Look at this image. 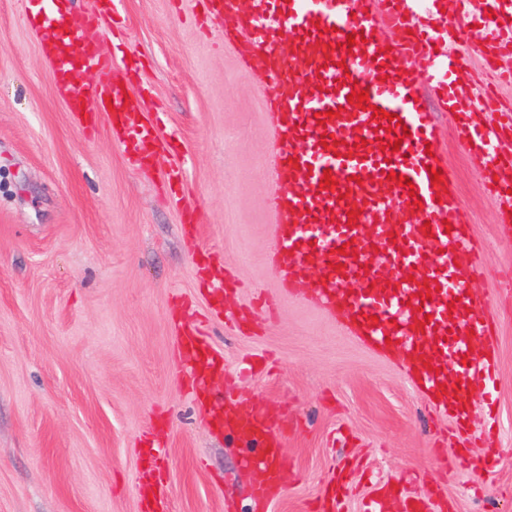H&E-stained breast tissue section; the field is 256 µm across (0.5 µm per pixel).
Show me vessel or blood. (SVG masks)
I'll use <instances>...</instances> for the list:
<instances>
[{
  "label": "vessel or blood",
  "mask_w": 512,
  "mask_h": 512,
  "mask_svg": "<svg viewBox=\"0 0 512 512\" xmlns=\"http://www.w3.org/2000/svg\"><path fill=\"white\" fill-rule=\"evenodd\" d=\"M414 0H202L207 17L245 62L261 65L268 88L274 139L269 196L275 238L268 253L282 288L304 306L335 319L341 330L386 354L401 355L409 383L425 395L454 431L477 445L501 432L497 411L499 367L494 318L473 293L489 259L471 236L468 216L443 157L442 129L421 91L429 84L453 132L470 153L484 159L482 177L497 198L504 223L512 222V182L502 172L512 156L500 151L512 139V115L491 128L466 110L459 82L471 64L447 50L446 35L479 13L480 57L488 67L512 57V0H461L458 13L428 26L414 25ZM54 24L42 46L53 66L73 120L92 125L108 113L112 132L130 164L145 165L160 142L99 43L83 39L73 23L71 0H53ZM402 30L396 40L379 30ZM356 44H349V37ZM79 52L94 80L79 81L66 58ZM412 70H404L403 59ZM366 91V103L351 100ZM398 151H389L391 143ZM442 180L432 183L433 172ZM332 184H323L324 174ZM410 179L402 187L400 178ZM194 356V385L206 387L218 374L213 353L195 330L181 334ZM481 399L483 418L474 424L471 403ZM242 404L224 403V433L247 448L259 466L258 500L273 499L286 464L275 415L242 414ZM347 473H338L320 512H347ZM402 479L376 482L361 512H387L386 500L403 496L406 512H433L424 498L404 492ZM166 489L155 462L141 479L143 512H164Z\"/></svg>",
  "instance_id": "1"
}]
</instances>
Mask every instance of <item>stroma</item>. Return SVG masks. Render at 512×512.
<instances>
[{"label": "stroma", "mask_w": 512, "mask_h": 512, "mask_svg": "<svg viewBox=\"0 0 512 512\" xmlns=\"http://www.w3.org/2000/svg\"><path fill=\"white\" fill-rule=\"evenodd\" d=\"M196 0H120L86 30L124 67L165 148L130 165L96 114L72 121L32 26L33 0H0V512H140L146 439L162 433L169 512H312L332 466L412 477L442 512H512V226L482 162L445 155L489 261L475 296L493 310L501 434L496 480L413 391L399 357L345 336L278 286L266 256L273 139L265 81ZM185 170L179 195L165 181ZM232 268L236 282L225 283ZM259 296L276 313L238 332ZM224 362L201 400L183 327ZM239 397L275 410L288 457L279 497L256 506L258 472L207 415Z\"/></svg>", "instance_id": "35a3bbf8"}]
</instances>
